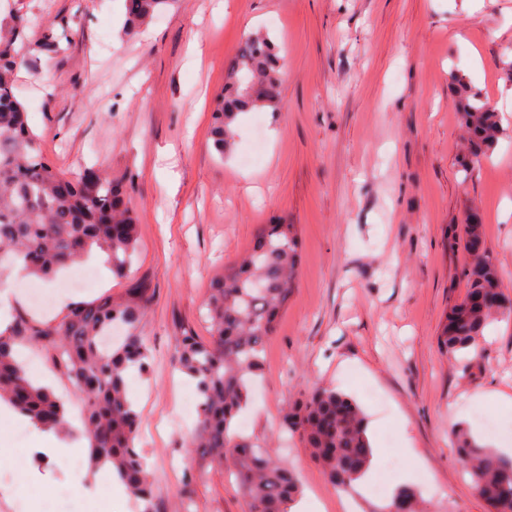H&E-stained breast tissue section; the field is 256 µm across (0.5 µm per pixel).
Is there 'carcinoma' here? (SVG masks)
Listing matches in <instances>:
<instances>
[{
    "label": "carcinoma",
    "instance_id": "cac0c4a2",
    "mask_svg": "<svg viewBox=\"0 0 512 512\" xmlns=\"http://www.w3.org/2000/svg\"><path fill=\"white\" fill-rule=\"evenodd\" d=\"M167 4L126 0V31L135 32ZM24 38L21 18L0 28V265L7 259L32 276L50 279L97 249L106 255L112 274L124 279L138 251V224L127 187L123 180L92 169L68 177L44 157L40 135L30 127L15 89V73L25 63L19 47ZM280 80L278 47L264 34L248 36L213 108L211 139L219 157L232 150L231 124L239 114L277 110ZM452 90L467 134L459 166L469 177L504 129L500 114L463 77L453 76ZM462 237L468 255L466 293L446 315L438 342L452 358H476L487 326L512 319V297L502 289L481 218L464 223ZM299 249L295 225H259L248 252L210 285L205 303L210 337L204 340L189 327L175 336L174 367L195 382L199 394L193 446L233 472L248 512H288L301 494L288 463L238 431L251 383L262 371L261 353L295 288ZM480 293L496 306L468 307L469 297ZM151 298L145 282L131 280L119 298L104 295L76 303L61 317L44 322L19 310L0 330V400L37 427L68 429L63 401L37 384L19 358L23 348L42 352L83 401L89 465L111 463L143 512H154L155 486L136 446L140 412L128 395L127 376L132 371L145 376L151 368V350L139 334ZM120 326L127 329L124 340L104 345L102 336ZM282 426L298 436L335 490L351 488L370 464L365 415L333 385L318 386L288 405ZM454 442L473 492L490 512H512V457L477 443L464 429L454 432ZM385 512L429 510L416 490L404 488Z\"/></svg>",
    "mask_w": 512,
    "mask_h": 512
}]
</instances>
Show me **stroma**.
I'll return each instance as SVG.
<instances>
[{
  "label": "stroma",
  "instance_id": "stroma-1",
  "mask_svg": "<svg viewBox=\"0 0 512 512\" xmlns=\"http://www.w3.org/2000/svg\"><path fill=\"white\" fill-rule=\"evenodd\" d=\"M33 38L15 77L48 160L69 175L104 171L129 186L139 224L131 275L154 292L140 334L148 375L131 374L141 413L139 447L156 486L155 512H175L193 476L196 512H248L234 477L191 449L198 396L171 368L180 326L208 337L202 305L211 281L251 246L259 225H295L298 278L245 409L246 435L277 443L286 402L333 385L353 396L378 450L375 479L410 472L430 512H488L453 448L464 428L512 450V320L488 328L481 356L455 361L437 336L465 291L464 214L481 212L486 243L512 295V0H171L134 35L125 0H0ZM261 31L280 48L277 112L246 113L234 149L219 159L209 131L215 97L241 43ZM465 75L502 116L505 134L478 172L457 159L463 131L451 76ZM65 272L49 293L53 314L127 283L100 273L73 290ZM484 412L501 424L487 431ZM0 412V471L19 455L29 512L67 490L112 512H140L72 456L35 461L39 432ZM304 500L327 512H381L386 494L355 487L337 496L300 443L282 449Z\"/></svg>",
  "mask_w": 512,
  "mask_h": 512
}]
</instances>
